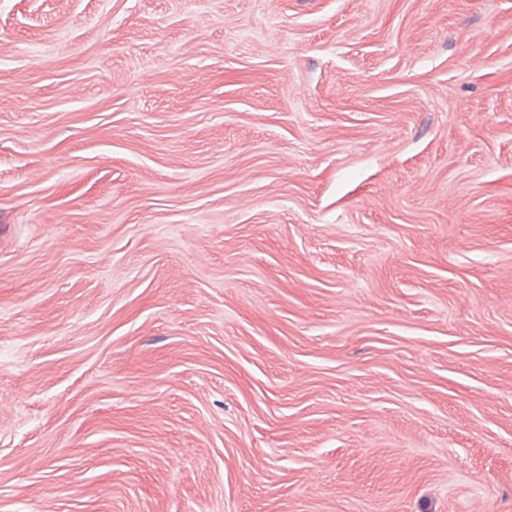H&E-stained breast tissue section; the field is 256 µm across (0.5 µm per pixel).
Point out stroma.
<instances>
[{"instance_id": "35a3bbf8", "label": "stroma", "mask_w": 512, "mask_h": 512, "mask_svg": "<svg viewBox=\"0 0 512 512\" xmlns=\"http://www.w3.org/2000/svg\"><path fill=\"white\" fill-rule=\"evenodd\" d=\"M0 512H512V0H0Z\"/></svg>"}]
</instances>
